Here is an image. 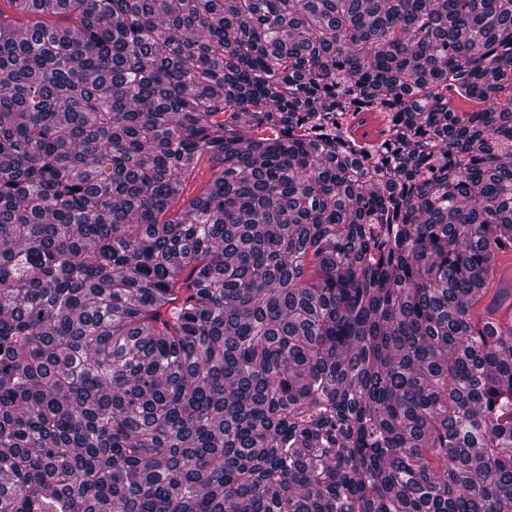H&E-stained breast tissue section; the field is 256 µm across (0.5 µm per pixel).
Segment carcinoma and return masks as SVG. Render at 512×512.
<instances>
[{
  "label": "carcinoma",
  "mask_w": 512,
  "mask_h": 512,
  "mask_svg": "<svg viewBox=\"0 0 512 512\" xmlns=\"http://www.w3.org/2000/svg\"><path fill=\"white\" fill-rule=\"evenodd\" d=\"M507 248L512 0H0V512H512ZM393 113H387V112H360V114H357V118L353 123V126L355 127L356 131L354 132V135L358 138L360 141H369V142H379L383 139L384 134H381L382 130H385L390 115ZM389 115V116H388ZM373 126L374 132L372 135H368L367 133L359 134V130L361 126Z\"/></svg>",
  "instance_id": "obj_1"
}]
</instances>
